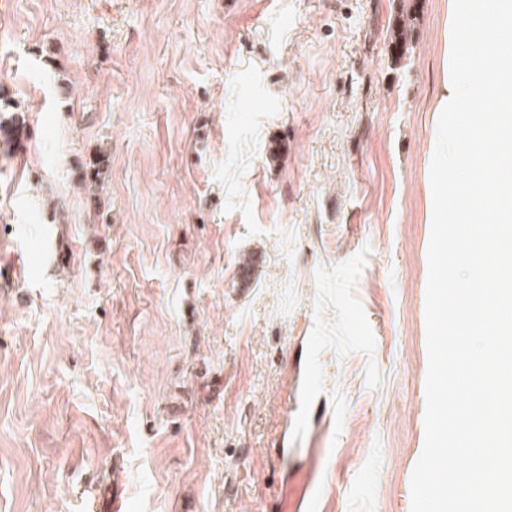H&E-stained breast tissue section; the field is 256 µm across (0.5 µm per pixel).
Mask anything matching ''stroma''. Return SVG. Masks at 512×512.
Returning <instances> with one entry per match:
<instances>
[{
    "label": "stroma",
    "mask_w": 512,
    "mask_h": 512,
    "mask_svg": "<svg viewBox=\"0 0 512 512\" xmlns=\"http://www.w3.org/2000/svg\"><path fill=\"white\" fill-rule=\"evenodd\" d=\"M441 3L0 0V512H411ZM403 18L396 25L392 34V46L394 50V55L396 58L401 59L407 53H409L411 49V39L408 40L409 34H411V20L406 19L404 16V10H402Z\"/></svg>",
    "instance_id": "1"
}]
</instances>
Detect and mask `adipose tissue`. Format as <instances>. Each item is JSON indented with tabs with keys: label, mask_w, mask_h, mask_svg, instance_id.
I'll return each instance as SVG.
<instances>
[{
	"label": "adipose tissue",
	"mask_w": 512,
	"mask_h": 512,
	"mask_svg": "<svg viewBox=\"0 0 512 512\" xmlns=\"http://www.w3.org/2000/svg\"><path fill=\"white\" fill-rule=\"evenodd\" d=\"M437 55L426 221L447 223L449 201L463 196L468 223L512 224V0H445Z\"/></svg>",
	"instance_id": "adipose-tissue-1"
}]
</instances>
